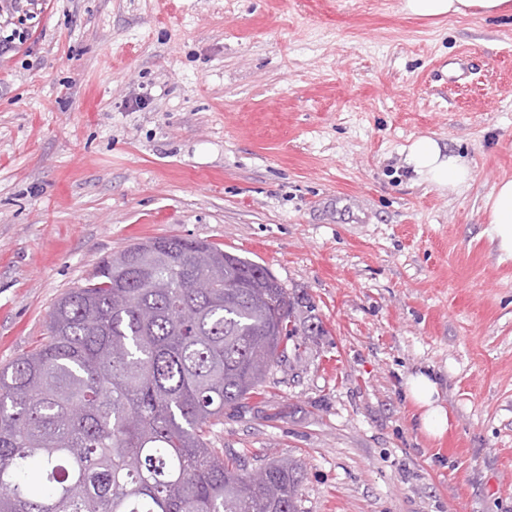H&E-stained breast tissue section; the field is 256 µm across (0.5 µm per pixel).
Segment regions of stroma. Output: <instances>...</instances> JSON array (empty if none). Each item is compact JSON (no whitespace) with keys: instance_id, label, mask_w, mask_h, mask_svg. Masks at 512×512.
I'll list each match as a JSON object with an SVG mask.
<instances>
[{"instance_id":"stroma-1","label":"stroma","mask_w":512,"mask_h":512,"mask_svg":"<svg viewBox=\"0 0 512 512\" xmlns=\"http://www.w3.org/2000/svg\"><path fill=\"white\" fill-rule=\"evenodd\" d=\"M0 367L106 257L153 237L264 265L312 334L216 445L303 465L301 512H512V17L401 0H5ZM432 136L472 181L405 162ZM450 418L424 434L407 377ZM492 240L507 256L512 255V178L500 180L486 200ZM406 397L418 409V422L425 434L440 438L448 431V411L441 403L440 384L432 372L421 371L410 376Z\"/></svg>"}]
</instances>
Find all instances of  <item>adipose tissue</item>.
I'll use <instances>...</instances> for the list:
<instances>
[{
	"label": "adipose tissue",
	"mask_w": 512,
	"mask_h": 512,
	"mask_svg": "<svg viewBox=\"0 0 512 512\" xmlns=\"http://www.w3.org/2000/svg\"><path fill=\"white\" fill-rule=\"evenodd\" d=\"M401 9L410 16L440 19L449 15H508L512 0H401ZM407 164L431 186L457 192L472 178L466 160L445 153L439 141L423 136L408 148ZM492 238L505 255H512V178L500 180L486 200ZM406 397L418 410L421 430L428 436L442 437L449 427V416L441 402L440 384L433 373L419 372L409 377Z\"/></svg>",
	"instance_id": "1"
}]
</instances>
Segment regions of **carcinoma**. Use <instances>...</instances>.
Returning <instances> with one entry per match:
<instances>
[{
	"label": "carcinoma",
	"mask_w": 512,
	"mask_h": 512,
	"mask_svg": "<svg viewBox=\"0 0 512 512\" xmlns=\"http://www.w3.org/2000/svg\"><path fill=\"white\" fill-rule=\"evenodd\" d=\"M224 266L191 287L193 257ZM266 267L159 237L64 293L47 340L0 370V512H299L297 460L212 446L309 327Z\"/></svg>",
	"instance_id": "cac0c4a2"
}]
</instances>
